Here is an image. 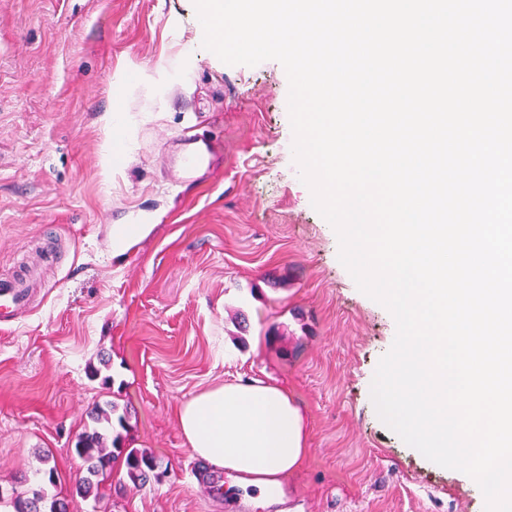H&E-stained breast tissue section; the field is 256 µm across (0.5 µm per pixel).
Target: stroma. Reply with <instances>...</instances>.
Segmentation results:
<instances>
[{"label":"stroma","instance_id":"stroma-1","mask_svg":"<svg viewBox=\"0 0 512 512\" xmlns=\"http://www.w3.org/2000/svg\"><path fill=\"white\" fill-rule=\"evenodd\" d=\"M193 0H0V277L51 237L32 307L0 325V490L71 452L112 401L165 477L114 465L81 512H271L226 472L189 479L176 421L197 392L260 378L305 414L308 455L285 512H484L471 477L426 459L378 417L371 384L396 333L361 292L292 154L288 79L203 48ZM216 140L198 187L174 189L176 138ZM115 224H147L112 247ZM108 358L111 385L87 368Z\"/></svg>","mask_w":512,"mask_h":512}]
</instances>
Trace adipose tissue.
<instances>
[{"instance_id": "1", "label": "adipose tissue", "mask_w": 512, "mask_h": 512, "mask_svg": "<svg viewBox=\"0 0 512 512\" xmlns=\"http://www.w3.org/2000/svg\"><path fill=\"white\" fill-rule=\"evenodd\" d=\"M177 423L196 455L262 496L280 488L308 453L301 408L285 389L261 379L201 391L182 404Z\"/></svg>"}]
</instances>
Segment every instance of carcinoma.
Listing matches in <instances>:
<instances>
[{
    "instance_id": "obj_1",
    "label": "carcinoma",
    "mask_w": 512,
    "mask_h": 512,
    "mask_svg": "<svg viewBox=\"0 0 512 512\" xmlns=\"http://www.w3.org/2000/svg\"><path fill=\"white\" fill-rule=\"evenodd\" d=\"M118 412V405L107 402L105 406L97 405L90 417L96 427L80 434L75 441L73 451L81 459L85 475L75 487V495L82 500L96 496L99 477L106 473L107 468L115 459V454L125 455L127 475L134 483L146 482L150 472L155 468L153 458L145 451L137 448H121L120 441L112 439V417ZM41 476L36 485L27 490L14 491L4 496L0 491V505L12 507L13 512H75L77 503L74 500L61 499L48 494L46 485L55 484L54 469L37 470Z\"/></svg>"
}]
</instances>
